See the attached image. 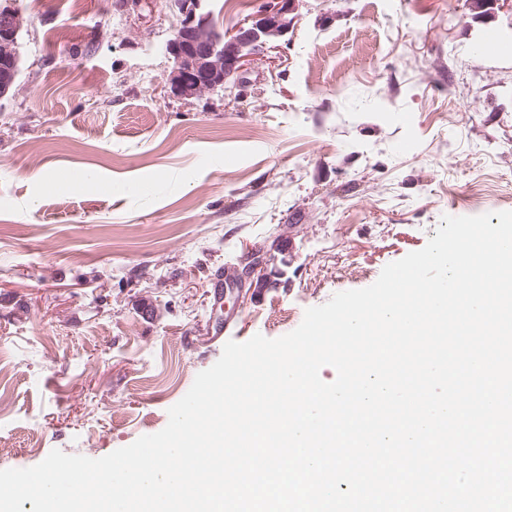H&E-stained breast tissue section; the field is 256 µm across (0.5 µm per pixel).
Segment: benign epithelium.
I'll return each mask as SVG.
<instances>
[{"label": "benign epithelium", "instance_id": "7a95c632", "mask_svg": "<svg viewBox=\"0 0 512 512\" xmlns=\"http://www.w3.org/2000/svg\"><path fill=\"white\" fill-rule=\"evenodd\" d=\"M201 2L169 0L180 15V23L166 43L173 62L169 89L180 98L222 90L231 77L245 73L255 56L276 47L293 32L302 0H270L230 35L216 34L209 14L200 12ZM22 26L19 12L0 10V100L10 94L19 75L17 46ZM284 277L275 257L255 248L247 255L240 288L257 294L279 286Z\"/></svg>", "mask_w": 512, "mask_h": 512}]
</instances>
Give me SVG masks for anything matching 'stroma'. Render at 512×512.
Instances as JSON below:
<instances>
[{"instance_id": "obj_1", "label": "stroma", "mask_w": 512, "mask_h": 512, "mask_svg": "<svg viewBox=\"0 0 512 512\" xmlns=\"http://www.w3.org/2000/svg\"><path fill=\"white\" fill-rule=\"evenodd\" d=\"M264 3L201 10L230 33ZM1 9L24 25L0 101V470L161 431L228 341L293 331L512 188V54L476 49L512 40V0H303L238 94L189 99L168 0ZM255 247L288 286L218 288Z\"/></svg>"}]
</instances>
